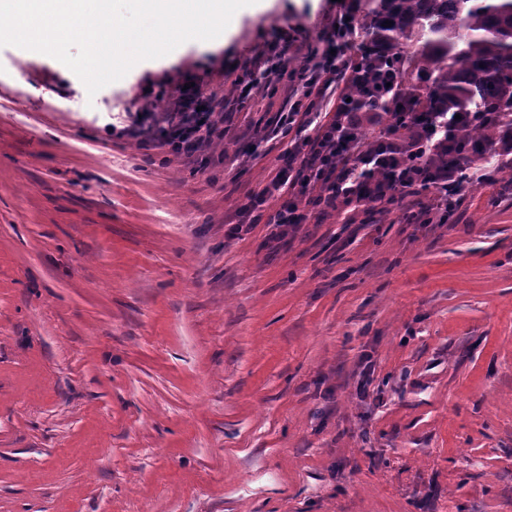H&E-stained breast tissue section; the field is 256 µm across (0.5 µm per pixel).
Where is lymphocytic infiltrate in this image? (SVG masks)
Wrapping results in <instances>:
<instances>
[{
    "label": "lymphocytic infiltrate",
    "instance_id": "f902f5d3",
    "mask_svg": "<svg viewBox=\"0 0 512 512\" xmlns=\"http://www.w3.org/2000/svg\"><path fill=\"white\" fill-rule=\"evenodd\" d=\"M320 48L310 49L305 65L294 73V100L272 119L275 132L302 134L301 142L288 147L280 158L270 184L252 194L244 214L263 210L274 192L300 185H314L319 192L307 205L336 211L360 205L366 211L387 213L398 208L404 224L447 223L469 188L493 180L494 158L512 156V123H493L494 138L476 151H453L459 132L483 126L477 113H394L391 121L377 113L350 106V89L405 84L404 72L382 63L375 51L370 65L355 53L354 39L340 40L335 27H326ZM338 91L340 102L326 111L327 92ZM199 88L181 90L170 112L136 115L126 131L142 136L171 153L194 157L214 139L222 137L211 120L224 98L211 93L206 106L198 104ZM374 125L371 140L360 129ZM432 193L429 206L417 207L415 195Z\"/></svg>",
    "mask_w": 512,
    "mask_h": 512
}]
</instances>
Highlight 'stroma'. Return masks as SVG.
<instances>
[{
	"mask_svg": "<svg viewBox=\"0 0 512 512\" xmlns=\"http://www.w3.org/2000/svg\"><path fill=\"white\" fill-rule=\"evenodd\" d=\"M337 10L256 0L93 95L0 46V512H512V172L440 227L224 234ZM186 83L229 95L234 136L199 160L120 135Z\"/></svg>",
	"mask_w": 512,
	"mask_h": 512,
	"instance_id": "35a3bbf8",
	"label": "stroma"
}]
</instances>
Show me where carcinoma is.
<instances>
[{"label":"carcinoma","mask_w":512,"mask_h":512,"mask_svg":"<svg viewBox=\"0 0 512 512\" xmlns=\"http://www.w3.org/2000/svg\"><path fill=\"white\" fill-rule=\"evenodd\" d=\"M364 45L394 51L386 62L426 75L385 112L512 115V0H360ZM392 25H387V22Z\"/></svg>","instance_id":"cac0c4a2"}]
</instances>
